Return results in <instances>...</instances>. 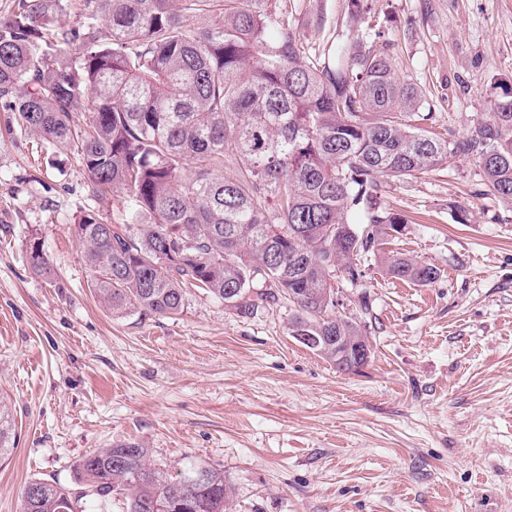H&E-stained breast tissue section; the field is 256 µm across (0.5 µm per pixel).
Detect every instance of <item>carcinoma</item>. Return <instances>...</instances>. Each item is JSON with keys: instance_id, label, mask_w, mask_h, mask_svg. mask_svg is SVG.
<instances>
[{"instance_id": "obj_1", "label": "carcinoma", "mask_w": 512, "mask_h": 512, "mask_svg": "<svg viewBox=\"0 0 512 512\" xmlns=\"http://www.w3.org/2000/svg\"><path fill=\"white\" fill-rule=\"evenodd\" d=\"M253 2L13 0L0 16L5 130L40 140L52 167L66 152L85 170L90 206L69 230L111 313L176 316L200 289L240 316L286 300L292 334L360 336L336 312L334 280L358 282L361 258L380 252L389 275L422 286L439 277L383 250L409 219L383 206L382 184L466 156L482 194L512 204V96L467 134L438 135L419 126L423 93L379 33L306 62L288 12ZM67 13L77 21L63 27ZM118 191L123 223H107L97 205ZM28 262L50 272L37 240ZM16 447L1 396L0 461ZM84 499L94 512H233L224 472L198 460L168 472L138 441L88 452L71 484L28 481L21 512H78Z\"/></svg>"}]
</instances>
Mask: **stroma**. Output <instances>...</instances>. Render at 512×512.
<instances>
[{
  "mask_svg": "<svg viewBox=\"0 0 512 512\" xmlns=\"http://www.w3.org/2000/svg\"><path fill=\"white\" fill-rule=\"evenodd\" d=\"M367 4L354 24L347 0H289L288 21L325 51L386 19L437 133H468L512 92V0ZM33 144L0 138V391L17 426L0 512H20L30 479L70 482L87 452L128 439L159 467L223 471L235 512H512V205L478 195L474 159L384 184L410 219L391 249L440 276L419 286L374 258L337 282L372 346L347 373L293 339L284 303L243 317L195 290L172 318L112 315L68 231L86 174L72 160L26 182ZM34 238L50 275L28 264Z\"/></svg>",
  "mask_w": 512,
  "mask_h": 512,
  "instance_id": "stroma-1",
  "label": "stroma"
}]
</instances>
